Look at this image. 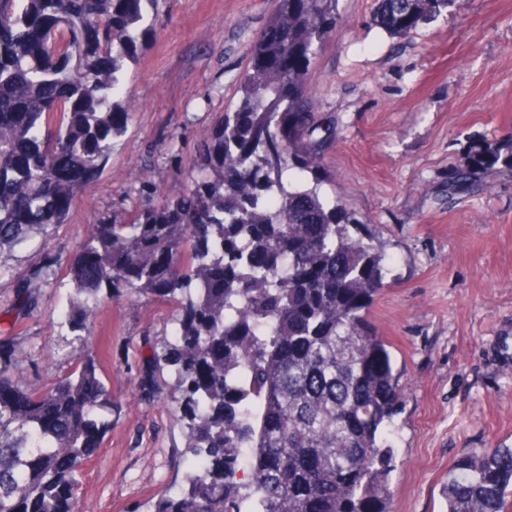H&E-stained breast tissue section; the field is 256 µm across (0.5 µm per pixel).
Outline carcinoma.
<instances>
[{
    "mask_svg": "<svg viewBox=\"0 0 512 512\" xmlns=\"http://www.w3.org/2000/svg\"><path fill=\"white\" fill-rule=\"evenodd\" d=\"M159 0H5L0 13V249L67 223L76 193L105 166L138 104L124 63L153 34ZM465 0H375L371 25L405 38ZM339 0H274L246 45L238 98L198 135L183 189L161 193L127 224L98 220L70 263L74 295L60 324L80 340L100 292L181 297L174 341L138 380L172 383L189 470L153 512H391L394 448L404 400L388 342L368 320L385 253L354 235L362 221L321 176L336 122L314 111L308 79L336 29ZM67 37L66 48L49 49ZM68 158L70 175L52 168ZM512 173V138L483 141L456 168L448 194L487 189L477 175ZM32 271L15 305L36 304ZM17 349L0 346V512H80L77 473L112 424V393L89 353L50 389L11 376ZM249 367L245 392L263 419L239 416L227 378ZM252 465L231 479L239 443ZM447 512H512V448L493 446L448 473Z\"/></svg>",
    "mask_w": 512,
    "mask_h": 512,
    "instance_id": "cac0c4a2",
    "label": "carcinoma"
}]
</instances>
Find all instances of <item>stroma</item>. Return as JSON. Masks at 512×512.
I'll return each mask as SVG.
<instances>
[{
	"mask_svg": "<svg viewBox=\"0 0 512 512\" xmlns=\"http://www.w3.org/2000/svg\"><path fill=\"white\" fill-rule=\"evenodd\" d=\"M273 0H167L148 11L154 34L125 66L140 108L114 139L101 175L75 197L47 240L0 253V321L29 357L11 375L50 387L86 353L112 391V427L79 475L82 512H148L181 477L180 426L168 404L145 401L136 381L172 337L168 297L104 298L93 345L52 325L73 286L69 261L100 217L128 221L145 201L127 184L149 171L178 190L200 130L237 99L234 76ZM375 0H339L336 34L314 59L316 111L336 119L322 174L379 240L390 273L369 320L390 344L406 397L395 418L392 512H445L455 463L512 446V174L489 191L449 198L448 177L469 145L512 136V0H466L408 38L369 21ZM48 269L24 313L18 282Z\"/></svg>",
	"mask_w": 512,
	"mask_h": 512,
	"instance_id": "obj_1",
	"label": "stroma"
}]
</instances>
